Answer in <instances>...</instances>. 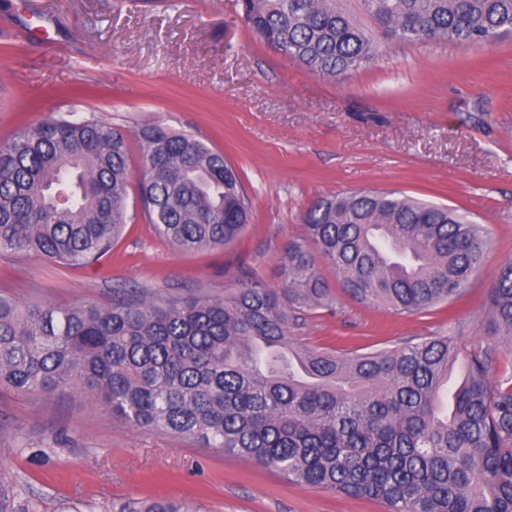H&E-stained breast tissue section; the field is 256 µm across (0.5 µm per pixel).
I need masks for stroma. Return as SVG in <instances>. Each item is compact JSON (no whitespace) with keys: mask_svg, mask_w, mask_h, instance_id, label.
<instances>
[{"mask_svg":"<svg viewBox=\"0 0 512 512\" xmlns=\"http://www.w3.org/2000/svg\"><path fill=\"white\" fill-rule=\"evenodd\" d=\"M60 109L195 132L237 169L251 219L235 243L194 253L135 216L88 265L2 255L0 294L61 306L106 305L125 288L216 297L245 270L279 288L307 207L376 188L468 211L488 232L483 264L461 300L408 315L360 304L319 263L335 304L295 311L293 343L361 353L444 336L489 345V289L512 261V35L488 48L389 44L370 65L327 78L269 47L234 0H0V142ZM0 483L15 512H107L146 497L200 512L388 510L128 427L78 392L0 390Z\"/></svg>","mask_w":512,"mask_h":512,"instance_id":"obj_1","label":"stroma"}]
</instances>
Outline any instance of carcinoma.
Wrapping results in <instances>:
<instances>
[{
	"label": "carcinoma",
	"instance_id": "cac0c4a2",
	"mask_svg": "<svg viewBox=\"0 0 512 512\" xmlns=\"http://www.w3.org/2000/svg\"><path fill=\"white\" fill-rule=\"evenodd\" d=\"M235 0L269 46L336 78L381 40L490 47L512 33V0ZM139 175L130 134L52 112L0 143V254L65 267L122 235L138 177L140 216L176 250L240 239L252 201L224 152L146 123ZM282 255L284 288L243 275L226 296L138 289L106 307L23 304L0 294V388L79 391L137 429L183 435L289 483L376 499L390 512H512V384L489 376L496 347L446 339L339 353L294 345V309L334 300L309 247L358 302L416 314L459 298L484 260L483 225L447 205L363 189L316 200ZM489 335L512 350V262L490 288ZM463 379L448 387L456 366ZM112 512H195L153 498Z\"/></svg>",
	"mask_w": 512,
	"mask_h": 512
}]
</instances>
